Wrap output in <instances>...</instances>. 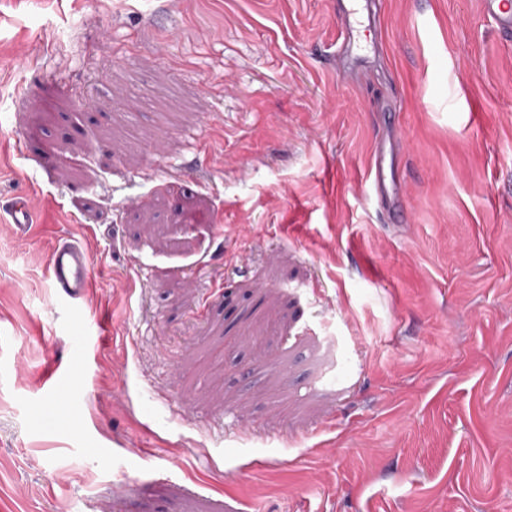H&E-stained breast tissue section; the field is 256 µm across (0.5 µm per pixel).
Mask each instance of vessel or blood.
I'll list each match as a JSON object with an SVG mask.
<instances>
[{"mask_svg":"<svg viewBox=\"0 0 512 512\" xmlns=\"http://www.w3.org/2000/svg\"><path fill=\"white\" fill-rule=\"evenodd\" d=\"M353 0H340L338 11L344 22L339 52L346 64L357 63L353 52V30L347 17L352 10ZM484 14L493 21L497 30L507 36L512 35V0H481ZM370 192L379 206H386L390 200L384 157H376L367 173ZM92 259L88 249L81 243L69 239H59L51 250L49 279L59 294L77 298L91 286Z\"/></svg>","mask_w":512,"mask_h":512,"instance_id":"1","label":"vessel or blood"}]
</instances>
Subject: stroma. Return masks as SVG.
Here are the masks:
<instances>
[{
  "mask_svg": "<svg viewBox=\"0 0 512 512\" xmlns=\"http://www.w3.org/2000/svg\"><path fill=\"white\" fill-rule=\"evenodd\" d=\"M340 29L0 0V512H512V38L379 0L350 71ZM366 181L369 182L371 195L379 207L385 208L391 199L387 185L385 159L382 154H379L370 166ZM92 259L81 243L59 239L51 250L49 279L56 291L70 298H79L91 287Z\"/></svg>",
  "mask_w": 512,
  "mask_h": 512,
  "instance_id": "35a3bbf8",
  "label": "stroma"
}]
</instances>
